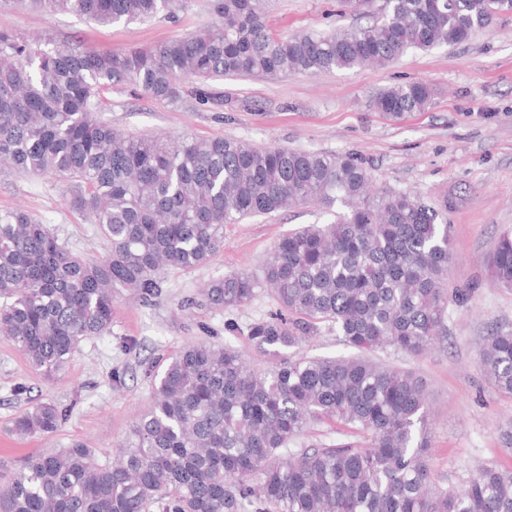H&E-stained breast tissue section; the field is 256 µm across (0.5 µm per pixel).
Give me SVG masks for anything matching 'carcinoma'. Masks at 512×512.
I'll list each match as a JSON object with an SVG mask.
<instances>
[{
  "label": "carcinoma",
  "mask_w": 512,
  "mask_h": 512,
  "mask_svg": "<svg viewBox=\"0 0 512 512\" xmlns=\"http://www.w3.org/2000/svg\"><path fill=\"white\" fill-rule=\"evenodd\" d=\"M103 25L172 16L182 0H5ZM374 0H340L352 15ZM267 0H212L213 25L143 49L92 50L28 40L0 28V165L48 175L70 207L90 216L106 243L83 259L30 213L0 212V333L29 365L52 375L84 339L111 331L114 303L129 291L151 304L160 271L192 270L224 246V226L291 206L331 216L280 237L261 274L232 270L211 281L202 303H250L268 287L278 311L247 327L271 361L256 372L226 344H189L153 375L150 409L100 464L80 441L27 456L0 487V512H512V469L488 462L461 488L435 487L428 456V402L409 370L372 359L387 348L426 353L448 335L452 259L441 209L400 190H374L353 154L265 148L234 138L133 136L102 116L114 86L175 102L209 101L224 76L318 75L388 64L406 50L457 45L512 0H384L382 18L332 33L282 37ZM197 85L187 91L182 81ZM420 82L379 91L375 110L421 112ZM491 277L512 289V230L489 257ZM355 356L290 355L319 324ZM483 372L512 396V330L479 351ZM66 410L39 402L21 411L23 436L57 431ZM340 435L282 458L312 423Z\"/></svg>",
  "instance_id": "obj_1"
}]
</instances>
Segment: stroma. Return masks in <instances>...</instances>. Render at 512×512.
<instances>
[{
    "mask_svg": "<svg viewBox=\"0 0 512 512\" xmlns=\"http://www.w3.org/2000/svg\"><path fill=\"white\" fill-rule=\"evenodd\" d=\"M208 0H186L175 16L101 25L67 13L0 7V26L17 34L49 37L60 46L78 41L95 50L146 48L181 38L211 24ZM271 30L349 28L359 19L341 14L338 0H273ZM423 82L432 89L425 111L393 118L371 100L398 83ZM211 100L159 101L114 88L104 94V118L124 133L171 137H225L259 147L355 153L381 189L403 190L447 207L452 260L449 285L470 289L463 305L448 307V336L419 357L393 350L379 361L409 369L429 398L430 454L440 487L462 486L474 468L496 461L512 468V451L498 438L512 419V397L486 379L478 353L488 334L512 328V290L497 287L488 257L502 233L512 229V14L454 47L411 50L385 67L365 66L318 76L224 77L209 84ZM21 209L54 231L72 252L102 256L96 224L74 211L55 178L0 167V210ZM315 207L279 210L224 229V248L196 269L163 270L166 294L144 304L125 294L115 304L109 334L81 341L65 368L46 376L31 369L10 339L0 336V485L25 456L59 450L75 441L109 461L132 425L152 404L151 371L190 343L239 349L256 370L269 366L246 336L248 324L273 313L277 303L259 291L247 305L217 310L201 305V291L224 272H259L274 243L304 224L324 222ZM124 384L113 388L112 376ZM67 408L61 429L49 435L15 434V417L32 403Z\"/></svg>",
    "mask_w": 512,
    "mask_h": 512,
    "instance_id": "stroma-1",
    "label": "stroma"
}]
</instances>
